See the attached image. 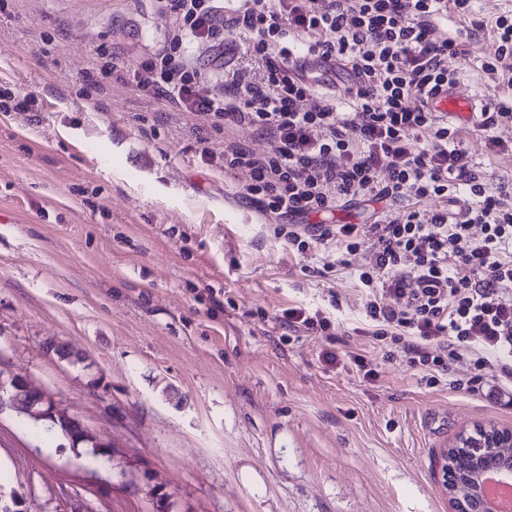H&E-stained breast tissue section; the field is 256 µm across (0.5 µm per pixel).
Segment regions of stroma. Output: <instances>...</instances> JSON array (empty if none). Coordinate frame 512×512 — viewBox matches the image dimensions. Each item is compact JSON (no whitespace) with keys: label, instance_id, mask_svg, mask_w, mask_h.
<instances>
[{"label":"stroma","instance_id":"obj_1","mask_svg":"<svg viewBox=\"0 0 512 512\" xmlns=\"http://www.w3.org/2000/svg\"><path fill=\"white\" fill-rule=\"evenodd\" d=\"M172 22L158 0H0V86L25 100L0 112V369L107 444L2 413L0 494L21 512H451L442 450L512 429V407L349 362L379 352L335 252L289 251L241 198L248 173L212 162L223 130L137 88ZM189 53L206 91L255 66L234 29ZM293 306L332 336H284Z\"/></svg>","mask_w":512,"mask_h":512}]
</instances>
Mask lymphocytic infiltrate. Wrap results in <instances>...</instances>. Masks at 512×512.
Instances as JSON below:
<instances>
[{"label": "lymphocytic infiltrate", "mask_w": 512, "mask_h": 512, "mask_svg": "<svg viewBox=\"0 0 512 512\" xmlns=\"http://www.w3.org/2000/svg\"><path fill=\"white\" fill-rule=\"evenodd\" d=\"M174 21L135 73L139 90L217 127L246 125L267 140L254 154L224 144V170L247 171L241 195L281 218L291 252L335 250L336 265L366 292L367 331L383 360L403 354L427 386L487 390L512 385V183L495 178L475 153L512 160L499 136L512 127V0L482 16L477 0H162ZM460 22L450 29L449 20ZM233 27L260 63L259 78L228 67L221 88L199 90L186 44L216 40ZM303 35L301 56L280 48ZM482 37L480 80L498 98L474 117L465 144L427 101L455 86ZM330 59L346 75L343 98L317 93L299 57ZM431 139L419 144L421 131ZM385 203L365 224H313L314 214ZM401 205L399 218L388 212ZM480 234H473V227ZM363 255L353 264V255ZM468 372L457 376L456 365ZM501 376L483 386L484 371Z\"/></svg>", "instance_id": "obj_1"}]
</instances>
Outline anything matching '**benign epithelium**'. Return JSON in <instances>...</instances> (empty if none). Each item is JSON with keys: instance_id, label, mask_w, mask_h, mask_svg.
Returning <instances> with one entry per match:
<instances>
[{"instance_id": "1", "label": "benign epithelium", "mask_w": 512, "mask_h": 512, "mask_svg": "<svg viewBox=\"0 0 512 512\" xmlns=\"http://www.w3.org/2000/svg\"><path fill=\"white\" fill-rule=\"evenodd\" d=\"M9 409L20 418L39 419L73 424L80 433L89 438L92 433L79 421L60 408L44 390L35 386L26 376L0 369V412ZM496 448L512 450V430L494 424H477L472 429L460 431L450 449L454 452L467 450L472 453L471 469L466 474L467 493H462L456 479L453 462L448 458V450H443L442 466L444 481L452 512H490L485 498L484 480L488 472L496 469L512 474V466L506 462H489L486 453Z\"/></svg>"}]
</instances>
